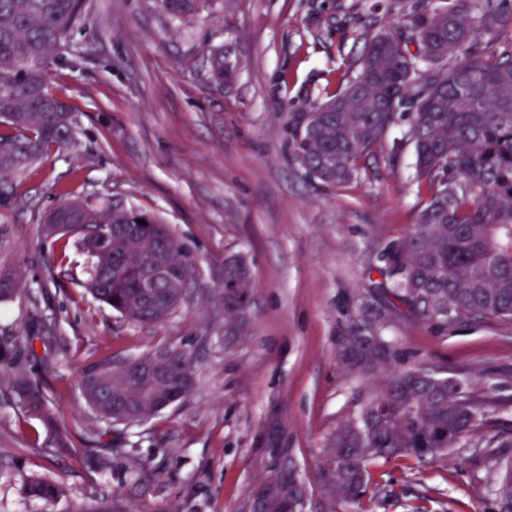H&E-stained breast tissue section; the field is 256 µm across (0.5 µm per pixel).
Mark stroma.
Instances as JSON below:
<instances>
[{
	"label": "stroma",
	"mask_w": 512,
	"mask_h": 512,
	"mask_svg": "<svg viewBox=\"0 0 512 512\" xmlns=\"http://www.w3.org/2000/svg\"><path fill=\"white\" fill-rule=\"evenodd\" d=\"M398 0H203L177 18L158 0H89L53 89L79 116L75 145L0 196V273L22 291L0 302V512H248L286 449L306 512H498L468 443L447 461L398 456L371 467L364 493L337 501L321 465L336 427L378 386L352 372L336 338L373 323L388 369L428 367L469 383L494 429L512 433V321L442 326L395 311L379 288L388 248L412 229L415 155L400 114L359 176L331 187L294 160L300 115L359 70L365 38L399 25ZM224 52V79L211 58ZM151 211L190 250L197 275L165 322L141 325L80 287L83 258L44 243L42 216L65 196ZM244 254L252 288L240 335L224 326V258ZM189 355L190 394L129 426L88 412L82 375L104 358L161 348ZM23 368L74 442L56 450L10 381ZM61 483L54 505L25 482Z\"/></svg>",
	"instance_id": "obj_1"
}]
</instances>
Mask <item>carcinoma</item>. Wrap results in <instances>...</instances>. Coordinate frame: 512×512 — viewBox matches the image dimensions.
<instances>
[{"instance_id": "carcinoma-1", "label": "carcinoma", "mask_w": 512, "mask_h": 512, "mask_svg": "<svg viewBox=\"0 0 512 512\" xmlns=\"http://www.w3.org/2000/svg\"><path fill=\"white\" fill-rule=\"evenodd\" d=\"M199 0H160L171 15L186 16ZM404 33L380 30L367 39L357 76L345 88L303 115L294 134V155L311 177L331 186L355 179L362 162L395 122L409 111L408 141L416 156L421 199L413 231L386 253L390 294L415 318L446 324L465 317L512 320V0H402ZM85 0H0V178L20 177L56 149L75 142L77 115L52 91L48 65L69 49ZM419 47L413 55L407 43ZM73 211L80 223L66 233L42 232L45 242L66 254L73 243L87 259L81 282L94 298L141 324L161 322L183 302L186 283L160 285L170 295L160 309L143 297L141 266L191 264L189 250L155 213L114 201L93 205L68 201L43 223ZM139 235L107 251L97 247L111 224H135ZM251 287L242 255L224 259V305L234 316L245 309ZM21 291L20 279L0 275V300ZM356 369L384 362L386 343L345 348ZM148 356L101 361L82 380L85 402L107 425H129L131 415L158 413L165 393L150 378L128 376ZM171 377L194 375L191 358L174 351ZM12 391L25 412L36 416L59 448L69 434L48 407L45 393L18 371ZM486 422L469 387L448 383L416 368L394 371L334 434L323 466L324 485L336 499H357L369 467L395 455L420 461L448 451ZM488 493L500 512H512V435L488 431L475 443ZM29 498L58 500L64 488L33 478ZM288 477L270 473L258 496L259 512H279Z\"/></svg>"}]
</instances>
